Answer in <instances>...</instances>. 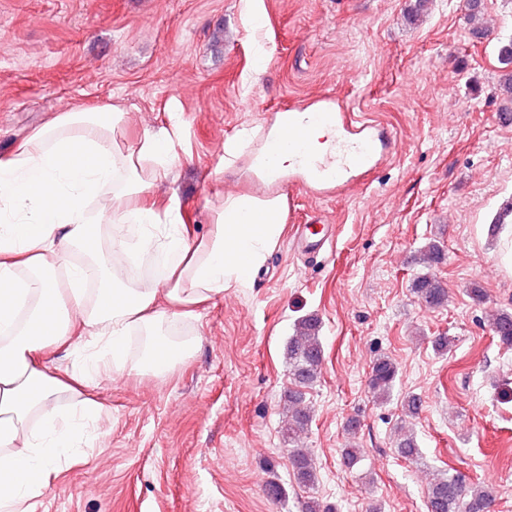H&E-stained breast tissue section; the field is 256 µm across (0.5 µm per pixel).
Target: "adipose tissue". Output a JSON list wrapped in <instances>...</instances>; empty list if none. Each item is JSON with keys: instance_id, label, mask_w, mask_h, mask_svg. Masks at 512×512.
I'll list each match as a JSON object with an SVG mask.
<instances>
[{"instance_id": "adipose-tissue-1", "label": "adipose tissue", "mask_w": 512, "mask_h": 512, "mask_svg": "<svg viewBox=\"0 0 512 512\" xmlns=\"http://www.w3.org/2000/svg\"><path fill=\"white\" fill-rule=\"evenodd\" d=\"M125 119L119 105L60 112L0 156V512H35L105 411L90 392L102 374L162 375L191 357L192 342L168 329L250 287L281 237L285 195L239 193L212 206L208 234L189 240L180 199L153 197L178 162L177 113L135 146L120 135ZM295 120L286 110L226 140L227 164L245 160L257 177L295 172ZM152 249L162 273L142 286L127 265ZM63 352L81 365L62 367Z\"/></svg>"}]
</instances>
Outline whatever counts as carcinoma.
<instances>
[{
	"label": "carcinoma",
	"instance_id": "cac0c4a2",
	"mask_svg": "<svg viewBox=\"0 0 512 512\" xmlns=\"http://www.w3.org/2000/svg\"><path fill=\"white\" fill-rule=\"evenodd\" d=\"M500 56L502 64L507 66L502 89L508 100L512 101V42L502 47ZM412 288L417 298L430 308H442L448 304V288L428 272L417 276ZM490 328L501 344L512 346V311L502 310L493 315ZM319 331L318 318H303L298 321L295 335L287 345L291 387L283 395L286 413L283 432L290 445L286 452L293 477L304 487L315 485L317 468L311 456L304 449L295 447V444L310 422V408L305 400L304 389L316 382L321 373L323 350ZM397 374V365L390 357H376L369 375L370 391L381 399L389 397ZM396 452L405 460H414L420 455L418 443L410 435L399 439ZM494 506L493 490L478 483H469L455 475L437 478L427 492V512H493Z\"/></svg>",
	"mask_w": 512,
	"mask_h": 512
}]
</instances>
